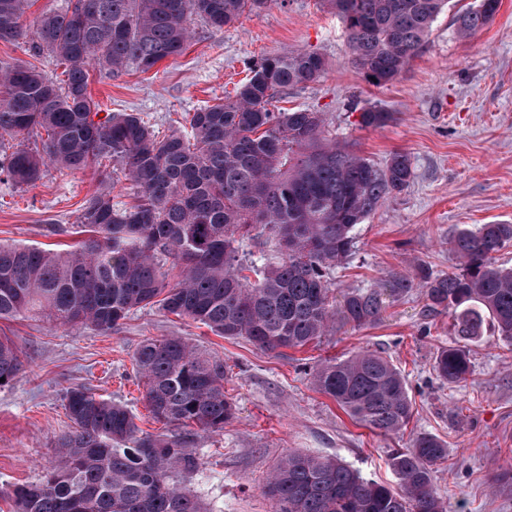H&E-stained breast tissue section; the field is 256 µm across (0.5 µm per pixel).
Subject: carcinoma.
<instances>
[{
	"label": "carcinoma",
	"instance_id": "cac0c4a2",
	"mask_svg": "<svg viewBox=\"0 0 512 512\" xmlns=\"http://www.w3.org/2000/svg\"><path fill=\"white\" fill-rule=\"evenodd\" d=\"M30 0H0V43L31 39L33 55L63 66L52 77L33 63L0 59V174L17 187L43 167L84 170L108 161L130 184V201L103 186L86 200V236L70 250L0 243V321L41 317L109 332L135 310L156 306L225 338L244 337L272 352L303 348L336 325L377 322L383 295L421 289L427 306L448 314L470 342L491 324L512 346V267L495 254L512 243V224L459 230L449 241L462 260L452 272L418 266L376 290L339 296L328 271L355 247L354 230L413 179L410 157L380 166L326 139L323 113L271 109L290 88L318 80L326 60L307 51L258 59L219 102L189 117L188 131L160 137L136 112H108L88 92L90 71L114 78L148 72L191 40V21L222 28L267 0H67L42 13L34 35L24 24ZM449 0H326L343 22L351 63L376 86L410 64ZM501 0H477L457 18L465 38L488 26ZM392 113L359 112L362 128ZM41 128L42 148L24 135ZM278 237L281 259L255 282L243 275V240ZM136 374L153 418L175 430L145 432L123 404L83 387L65 397L72 426L56 444L60 459L36 484L0 488L12 512H212L172 480L198 468V432L218 434L236 413L224 394V362L181 337L148 340ZM22 369L13 341L0 336V388ZM433 370L450 384L471 373L460 346L438 352ZM313 383L355 423L382 435L403 430L413 401L401 371L361 349L315 367ZM448 448L419 434L392 453V487L346 463L292 451L272 468L264 493L274 512H443L434 466Z\"/></svg>",
	"mask_w": 512,
	"mask_h": 512
}]
</instances>
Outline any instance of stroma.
Wrapping results in <instances>:
<instances>
[{
  "instance_id": "stroma-1",
  "label": "stroma",
  "mask_w": 512,
  "mask_h": 512,
  "mask_svg": "<svg viewBox=\"0 0 512 512\" xmlns=\"http://www.w3.org/2000/svg\"><path fill=\"white\" fill-rule=\"evenodd\" d=\"M473 2L449 0L407 69L383 86L354 69L344 27L324 0H270L220 29L194 21L182 55L146 73L91 75L89 88L101 112L140 113L165 134L232 92L250 61L294 49L325 57L327 71L282 94L278 107L323 112L329 137L380 165L408 154L414 170L407 190L357 225L352 255L330 275L339 293L378 289L388 274L420 264L454 267L448 240L456 230L512 224V0H502L489 26L458 38L456 16ZM370 106L391 112L392 122L360 128L359 113ZM103 179L116 200H127L129 184L108 162L73 171L51 165L22 188L0 181V241L78 242L82 207ZM0 336L14 342L23 363L0 389V486L37 483L55 467L56 440L71 427L64 396L74 387L126 405L144 431L165 432L147 409L133 357L145 340L180 336L223 361L224 392L236 406L223 433L198 437L197 471L175 477L214 512H272L263 487L272 466L295 449L394 482L390 454L421 433L448 448L433 475L446 512H512V347L494 336L470 344L467 380L443 383L434 359L460 340L448 314L428 312L419 291L387 300L374 324L340 326L280 354L155 307L106 333L21 318L0 322ZM363 348L389 358L409 386L415 414L402 434L355 424L313 385L320 360Z\"/></svg>"
}]
</instances>
